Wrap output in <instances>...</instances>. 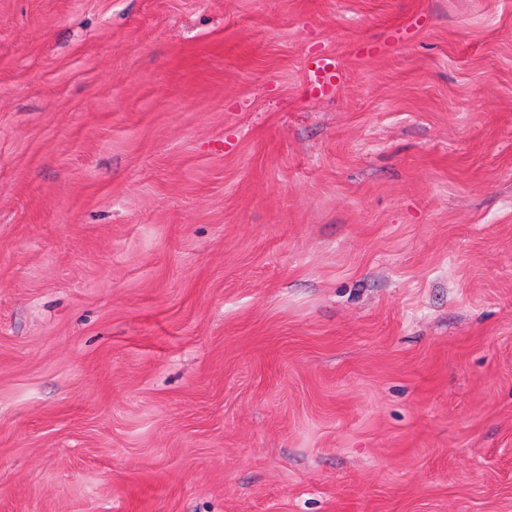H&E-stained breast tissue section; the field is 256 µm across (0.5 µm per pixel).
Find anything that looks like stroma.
Wrapping results in <instances>:
<instances>
[{
    "label": "stroma",
    "mask_w": 512,
    "mask_h": 512,
    "mask_svg": "<svg viewBox=\"0 0 512 512\" xmlns=\"http://www.w3.org/2000/svg\"><path fill=\"white\" fill-rule=\"evenodd\" d=\"M0 512H512V0H0Z\"/></svg>",
    "instance_id": "1"
}]
</instances>
